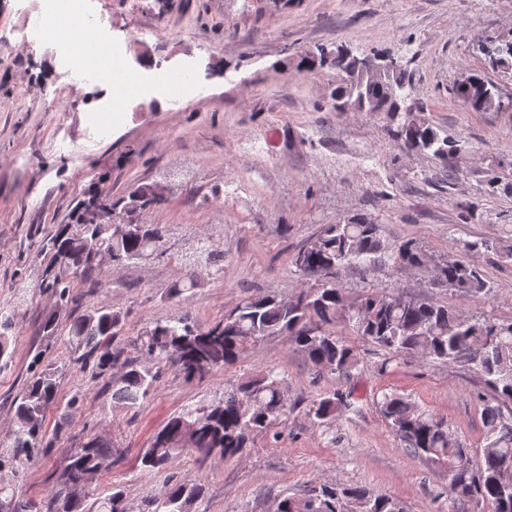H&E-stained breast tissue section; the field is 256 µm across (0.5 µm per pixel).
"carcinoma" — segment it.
I'll return each instance as SVG.
<instances>
[{
    "instance_id": "obj_1",
    "label": "carcinoma",
    "mask_w": 512,
    "mask_h": 512,
    "mask_svg": "<svg viewBox=\"0 0 512 512\" xmlns=\"http://www.w3.org/2000/svg\"><path fill=\"white\" fill-rule=\"evenodd\" d=\"M317 59L300 58V67L334 68L341 80L332 89V108L337 111L386 112L400 117L398 136L406 152L426 154L444 164L457 159L462 145L442 137L432 124L402 108L411 89L406 71L376 73L362 67L366 57L338 45L332 53L316 47ZM486 62L494 72L512 77V43ZM453 96L469 111L512 108L498 86L479 73L452 89ZM158 184L133 187L118 199L92 182L78 200L70 223L61 224L42 251L48 262L38 288L56 299L55 309L42 318L40 332L52 344L66 337L72 357L60 365L47 350L33 351L30 377L15 399L11 432L0 438V512H127L120 490L96 493L99 475L112 466L113 448L90 437L67 457L57 490L48 505L22 497L16 487L24 470L52 447L44 427V412L57 399L59 377L67 370L95 361L99 373L120 367L110 377L112 400L136 410L155 389L162 370L170 367L186 379L236 364L246 353L273 336H286L318 372L347 378L358 365L353 347L339 339L334 327L344 324L363 341L383 351L388 359L418 356L444 364H460L476 370L487 392L477 395L486 432L477 454L448 432L447 421L420 410L406 397L384 393L378 401L387 426L405 448L448 474L449 491L459 501L489 505L492 512H512V321L473 318L448 306L395 292L368 291L352 300L340 285L348 266L378 263L387 258L399 268L433 266L432 284L445 286L466 297L485 289L482 271L461 259L431 262L420 242L407 239L385 255L380 227L367 217L343 224H327L309 244L292 255L296 271L314 283L291 295L270 291L247 296L224 312V318L203 327L181 317L158 320L142 328L135 340L137 357L124 356L112 347L122 335L124 317L102 305L64 325L62 307L74 302L75 283L90 282L103 271L135 265L164 246L162 224H149L143 216L155 209ZM189 264L216 268L222 254L208 240L197 242L185 254ZM11 314L0 306V371L11 365ZM285 398L280 374L263 371L224 391L218 400L200 401L172 415L153 436L140 461L143 467L163 470L177 458L194 453L202 459L224 460L243 454L253 438L268 435L282 414ZM353 407L348 396L334 392L314 403L319 420L336 418ZM202 487L196 482H175L162 496L147 501L146 512H196ZM275 512H406L396 499L362 485L323 482L302 494L286 495Z\"/></svg>"
}]
</instances>
